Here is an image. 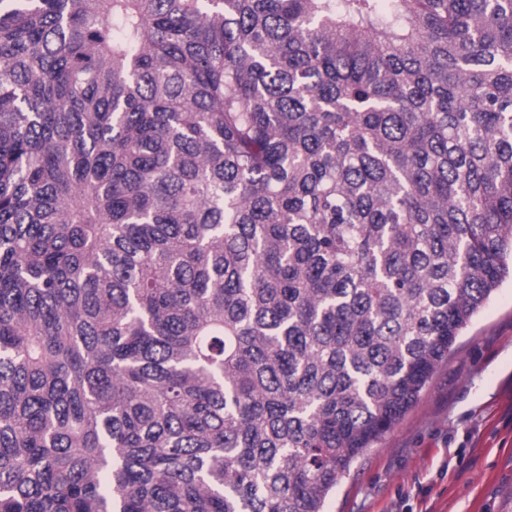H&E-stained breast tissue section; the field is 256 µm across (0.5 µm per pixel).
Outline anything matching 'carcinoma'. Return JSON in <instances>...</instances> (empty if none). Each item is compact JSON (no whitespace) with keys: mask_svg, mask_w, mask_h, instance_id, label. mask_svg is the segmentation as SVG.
<instances>
[{"mask_svg":"<svg viewBox=\"0 0 512 512\" xmlns=\"http://www.w3.org/2000/svg\"><path fill=\"white\" fill-rule=\"evenodd\" d=\"M512 277V0H0V512H326Z\"/></svg>","mask_w":512,"mask_h":512,"instance_id":"cac0c4a2","label":"carcinoma"}]
</instances>
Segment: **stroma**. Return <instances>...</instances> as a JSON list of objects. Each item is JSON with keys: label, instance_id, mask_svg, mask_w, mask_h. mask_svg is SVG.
I'll list each match as a JSON object with an SVG mask.
<instances>
[{"label": "stroma", "instance_id": "stroma-1", "mask_svg": "<svg viewBox=\"0 0 512 512\" xmlns=\"http://www.w3.org/2000/svg\"><path fill=\"white\" fill-rule=\"evenodd\" d=\"M327 512H512V282L417 402L365 449Z\"/></svg>", "mask_w": 512, "mask_h": 512}]
</instances>
